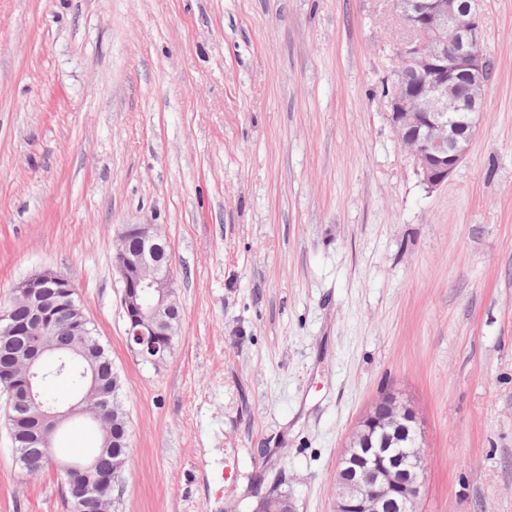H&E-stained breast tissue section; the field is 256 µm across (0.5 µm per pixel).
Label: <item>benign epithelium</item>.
<instances>
[{
    "label": "benign epithelium",
    "mask_w": 512,
    "mask_h": 512,
    "mask_svg": "<svg viewBox=\"0 0 512 512\" xmlns=\"http://www.w3.org/2000/svg\"><path fill=\"white\" fill-rule=\"evenodd\" d=\"M394 12L408 36L399 43L401 65L395 87L387 94L388 118L400 145L410 155L421 182L433 189L465 162L485 110L486 89L492 73L484 48L485 30L481 0H392ZM129 239L141 248L125 249ZM165 239L156 224H126L116 238L115 266L122 283L121 305L130 351L143 361L162 363L172 349L173 322L181 320L172 268L157 254ZM15 299L28 310L24 322L12 319L8 308L0 311L6 322L0 334L24 340L22 361L26 376L15 381V407L36 403V386L48 352L47 336H84L82 322L73 315L75 289L53 270L39 271L20 282ZM53 413L37 410L33 425L16 428L15 439L27 446L46 447L62 430L48 426ZM389 423L404 432L417 429L414 410L395 394L386 392L372 404L354 432L361 447L351 442L336 468L334 512H417V500L426 471L422 448L402 458L385 444H373V435ZM49 460L68 475L70 484H81L89 499L105 497L116 487L112 472L100 466V455L78 463L56 455L24 458L32 466ZM291 512L288 501L273 489L260 501L257 512Z\"/></svg>",
    "instance_id": "7a95c632"
}]
</instances>
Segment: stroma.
<instances>
[{"label":"stroma","mask_w":512,"mask_h":512,"mask_svg":"<svg viewBox=\"0 0 512 512\" xmlns=\"http://www.w3.org/2000/svg\"><path fill=\"white\" fill-rule=\"evenodd\" d=\"M466 161L427 188L389 123L390 0H0V307L66 277L122 381L119 512H332L371 403L410 405L419 512H512V0ZM166 236L182 321L129 350L114 240ZM0 512H70L16 459Z\"/></svg>","instance_id":"35a3bbf8"}]
</instances>
